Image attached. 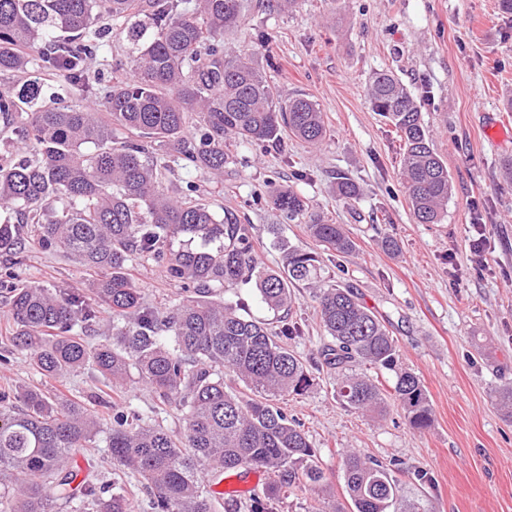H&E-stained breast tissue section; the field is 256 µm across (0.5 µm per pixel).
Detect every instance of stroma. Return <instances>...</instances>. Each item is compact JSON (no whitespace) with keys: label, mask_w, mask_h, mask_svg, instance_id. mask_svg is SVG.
<instances>
[{"label":"stroma","mask_w":512,"mask_h":512,"mask_svg":"<svg viewBox=\"0 0 512 512\" xmlns=\"http://www.w3.org/2000/svg\"><path fill=\"white\" fill-rule=\"evenodd\" d=\"M267 37L263 66L286 93L302 94L321 108L327 136L311 146L288 136L283 144L255 148L231 144L240 159L216 190L201 172L175 170L176 186L237 210L251 225L254 250L265 265L282 258L270 244L268 225L283 224L291 245L312 249L305 224L283 222L268 205L270 186L300 194L313 211L343 225L356 244L341 257L320 251L325 275L353 284L381 316L398 343L400 363L424 385L432 407L430 427L409 426L389 393L393 375L366 368L386 393V412L349 411L333 397L334 374L316 370L313 386L279 405L300 420L316 448L327 481L296 490L274 512H315L320 502L348 507L343 461L358 452L399 460L397 478L408 499L426 500L433 512H512V419L499 409L498 392L512 385V184L502 171L512 161V142L492 144L487 116L512 127V14L498 0H298L293 11L250 6L241 27L225 38L228 48L249 53ZM399 77L416 98L434 151L448 168L452 193L441 223H416L399 178L403 144L393 127L373 112L366 89L373 73ZM360 188L357 199L336 196L337 174ZM486 242L485 264L469 244ZM395 239L397 252L383 238ZM130 273L148 304L171 307L184 293L162 268L135 260ZM24 281L46 288H88L92 274L63 251L30 245ZM290 318L301 334L288 346L316 358L328 338L305 287ZM0 392L37 389L80 400L101 410L107 390L92 367L49 378L38 373L11 339L0 306ZM114 408L154 412L171 434L184 429L176 404H160L149 388L131 382ZM88 480L118 483L133 495L135 512H147L136 474L112 465L105 435L81 450ZM427 472L428 483L412 478Z\"/></svg>","instance_id":"obj_1"}]
</instances>
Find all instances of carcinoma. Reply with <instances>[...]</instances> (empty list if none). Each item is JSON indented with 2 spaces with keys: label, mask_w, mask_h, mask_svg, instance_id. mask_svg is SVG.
Segmentation results:
<instances>
[{
  "label": "carcinoma",
  "mask_w": 512,
  "mask_h": 512,
  "mask_svg": "<svg viewBox=\"0 0 512 512\" xmlns=\"http://www.w3.org/2000/svg\"><path fill=\"white\" fill-rule=\"evenodd\" d=\"M246 8V0H0V74L28 77L18 94L0 92V119L12 134L0 145V293L12 339L45 376L92 365L120 390L135 372L159 401L178 404L185 421L178 438L136 413L109 420L110 459L139 476L151 512H211L209 480L227 472L273 474L250 512H273L288 492L325 480L303 425L275 404L314 381L287 343L299 333L286 315L300 283L330 337L320 356L336 374L339 404L383 411L379 386L356 372L368 365L394 373L392 396L411 428L433 421L420 378L399 367L396 339L353 285L324 280L316 253L289 244L277 224L269 234L282 265H263L249 225L234 211H217L191 184L178 193L164 186L177 168L224 180V169L237 164L227 148L232 139L264 146L288 133L318 145L327 135L316 102L283 97L253 57L224 48ZM112 34L133 52L128 63L115 64L103 111L37 105L43 71L93 88L89 62L110 48ZM367 96L403 142L402 184L415 219L441 223L452 186L417 101L383 72L371 78ZM336 195L354 200L359 188L341 175ZM267 202L286 221L305 219L320 245L356 250L342 225L309 212L292 189L271 187ZM30 240L74 256L95 274L90 288L19 279ZM135 259L155 262L188 296L169 309L147 304L128 271ZM243 282L253 283L268 310L283 313L279 329L241 301L216 297ZM101 307L111 314L112 342L90 348L78 329L96 321ZM226 373L252 396L226 385ZM13 398L19 408L0 412V475L15 483L0 493V512H54L55 497L93 512H133L114 485L86 483L78 494L70 487L74 452L92 447L101 432L97 416L66 396L26 389ZM344 483L351 512H431L404 497L391 463L352 452Z\"/></svg>",
  "instance_id": "1"
}]
</instances>
